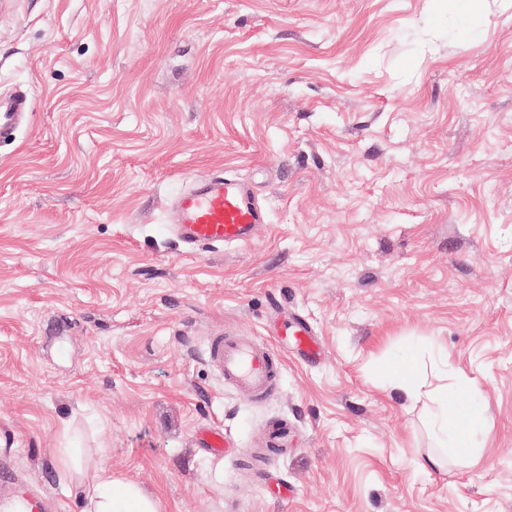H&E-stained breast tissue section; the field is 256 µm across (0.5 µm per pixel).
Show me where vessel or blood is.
<instances>
[{
  "mask_svg": "<svg viewBox=\"0 0 512 512\" xmlns=\"http://www.w3.org/2000/svg\"><path fill=\"white\" fill-rule=\"evenodd\" d=\"M33 109L30 95L16 92L0 96V137L15 134ZM168 222L179 243L190 250L244 245L251 242L258 225L266 223L267 212L237 175L218 171L175 197L167 207ZM305 363L323 359V347L310 324L295 318L281 335ZM206 356L210 367L225 381L257 399L273 391L274 348L243 338L218 334L208 340ZM205 448L225 455L230 448L222 427L212 426L200 433Z\"/></svg>",
  "mask_w": 512,
  "mask_h": 512,
  "instance_id": "obj_1",
  "label": "vessel or blood"
}]
</instances>
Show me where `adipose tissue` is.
<instances>
[{"label":"adipose tissue","mask_w":512,"mask_h":512,"mask_svg":"<svg viewBox=\"0 0 512 512\" xmlns=\"http://www.w3.org/2000/svg\"><path fill=\"white\" fill-rule=\"evenodd\" d=\"M417 369L411 357L396 361L395 390L411 400H436L439 408L432 415L434 433L440 445L454 443L457 451L465 453L471 462H478L484 444L479 437L484 430L483 407L476 399L461 401L457 396L443 393L441 387L427 390L411 386L409 377ZM84 512H158L155 501L144 496L128 482L113 478L108 466L98 467L92 481L84 489Z\"/></svg>","instance_id":"1"}]
</instances>
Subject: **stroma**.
I'll return each instance as SVG.
<instances>
[{"label":"stroma","instance_id":"1","mask_svg":"<svg viewBox=\"0 0 512 512\" xmlns=\"http://www.w3.org/2000/svg\"><path fill=\"white\" fill-rule=\"evenodd\" d=\"M0 484L82 512L100 463L162 512H512V0H0ZM218 170L269 215L184 252ZM305 319L249 399L209 336ZM473 379L491 447L438 442L388 360ZM236 447L216 457L201 429ZM290 444H267L275 430ZM32 109V98L25 92L0 96V138L14 135L27 121ZM288 346V341L296 351L297 356L305 363H320L323 359V347L315 331L304 319L297 317L285 327L280 336Z\"/></svg>","mask_w":512,"mask_h":512}]
</instances>
